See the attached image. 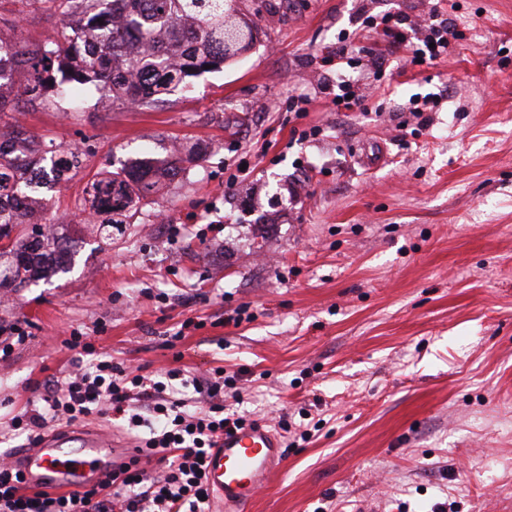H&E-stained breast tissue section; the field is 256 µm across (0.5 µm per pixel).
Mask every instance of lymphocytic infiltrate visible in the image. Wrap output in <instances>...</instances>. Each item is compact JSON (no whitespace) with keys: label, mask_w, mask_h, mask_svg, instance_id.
Returning a JSON list of instances; mask_svg holds the SVG:
<instances>
[{"label":"lymphocytic infiltrate","mask_w":512,"mask_h":512,"mask_svg":"<svg viewBox=\"0 0 512 512\" xmlns=\"http://www.w3.org/2000/svg\"><path fill=\"white\" fill-rule=\"evenodd\" d=\"M360 24L376 31L389 54L407 49L413 59L427 64L447 55L450 38L459 35L437 4L422 26L400 11L378 19L364 16ZM324 63L318 86L331 94L335 110L362 108L355 41L338 38ZM66 345L79 352L80 362L48 379L43 393L11 417L9 432L36 443L49 422L119 415L137 442V455L97 487L56 494L30 489L23 473L13 468L11 452L0 451V512H205L210 498L207 453L224 431L247 423L245 415L224 407V391L234 388L237 375L218 367L205 378L189 379L173 368L156 380L98 351L81 329L72 330ZM156 456L166 468L151 477L145 466Z\"/></svg>","instance_id":"obj_1"}]
</instances>
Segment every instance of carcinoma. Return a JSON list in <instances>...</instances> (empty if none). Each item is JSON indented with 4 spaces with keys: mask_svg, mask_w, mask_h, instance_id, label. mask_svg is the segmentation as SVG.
I'll use <instances>...</instances> for the list:
<instances>
[{
    "mask_svg": "<svg viewBox=\"0 0 512 512\" xmlns=\"http://www.w3.org/2000/svg\"><path fill=\"white\" fill-rule=\"evenodd\" d=\"M43 10L58 19L54 34L39 45H28L11 31L18 20L0 16V57H7L9 68L29 72L30 78L18 85L15 95H0V119L21 104L42 97L44 74L54 70L57 93L78 81L127 103H143L169 95L187 84V79L205 72L204 66L224 65L225 26L233 24L227 15V0H38ZM198 21L195 29L182 26V20ZM140 38L149 48L125 61L133 78L117 74L119 49ZM34 140L13 125L0 132V242L6 241L14 264L0 276V288L24 282L22 272L39 270L51 261L52 272H67L72 262L68 241L52 236L55 249L43 251L44 232L40 225L29 235L16 232L21 221L15 203L26 194L23 175L33 163L26 148ZM42 168L56 180L69 181L81 168L78 152L64 145H50L39 158ZM180 159L165 162L146 160L124 171L120 184L107 178L91 181L86 192L93 197L96 210L112 212L124 206L127 195L136 192L146 197L159 190L165 181L180 171Z\"/></svg>",
    "mask_w": 512,
    "mask_h": 512,
    "instance_id": "1",
    "label": "carcinoma"
}]
</instances>
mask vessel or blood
Instances as JSON below:
<instances>
[{
  "instance_id": "1",
  "label": "vessel or blood",
  "mask_w": 512,
  "mask_h": 512,
  "mask_svg": "<svg viewBox=\"0 0 512 512\" xmlns=\"http://www.w3.org/2000/svg\"><path fill=\"white\" fill-rule=\"evenodd\" d=\"M132 445L103 431L63 432L42 440L17 458L31 486L81 490L127 463ZM279 442L256 422L227 433L207 458L206 484L222 512H244L278 464Z\"/></svg>"
}]
</instances>
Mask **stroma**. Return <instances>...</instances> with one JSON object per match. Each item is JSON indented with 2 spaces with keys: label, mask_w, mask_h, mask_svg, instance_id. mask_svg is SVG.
<instances>
[{
  "label": "stroma",
  "mask_w": 512,
  "mask_h": 512,
  "mask_svg": "<svg viewBox=\"0 0 512 512\" xmlns=\"http://www.w3.org/2000/svg\"><path fill=\"white\" fill-rule=\"evenodd\" d=\"M255 41L188 90L101 109L59 98L20 111L37 140L80 147L85 163L47 190L48 221L70 236L68 272L0 294V324L30 338L0 358V446L10 417L69 368L71 329L152 375L243 371L239 408L277 428L282 464L245 512H512V0H444L462 31L447 58L414 65L361 40L365 108L315 93L321 63L356 13L426 19L429 0H237ZM22 11L17 38L53 20ZM308 93V114L288 112ZM447 100L419 133L395 114L413 94ZM321 129L295 141L293 129ZM200 155H188L190 146ZM177 156L158 193L129 196L110 238L78 214L103 171ZM250 173L225 186L238 164ZM250 318L228 323L238 307ZM199 330L176 333L186 318Z\"/></svg>",
  "instance_id": "1"
}]
</instances>
